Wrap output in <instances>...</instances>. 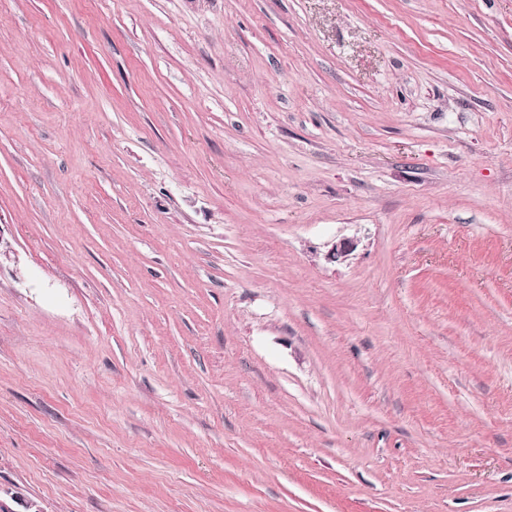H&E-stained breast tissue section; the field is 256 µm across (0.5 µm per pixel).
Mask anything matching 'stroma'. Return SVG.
<instances>
[{"instance_id":"35a3bbf8","label":"stroma","mask_w":512,"mask_h":512,"mask_svg":"<svg viewBox=\"0 0 512 512\" xmlns=\"http://www.w3.org/2000/svg\"><path fill=\"white\" fill-rule=\"evenodd\" d=\"M16 498L512 512V0H0Z\"/></svg>"}]
</instances>
